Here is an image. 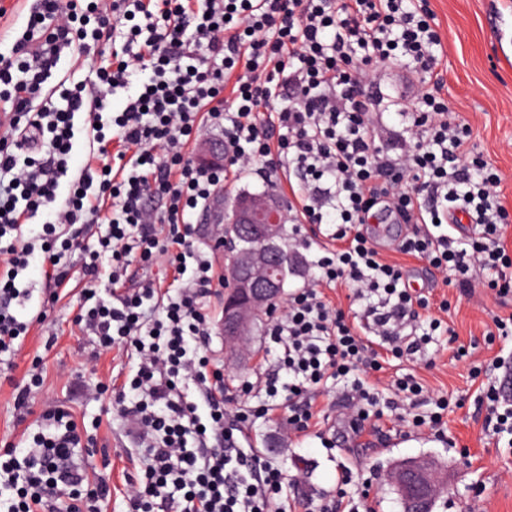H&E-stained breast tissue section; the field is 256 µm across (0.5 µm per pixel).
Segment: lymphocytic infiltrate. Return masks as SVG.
Masks as SVG:
<instances>
[{
    "instance_id": "obj_1",
    "label": "lymphocytic infiltrate",
    "mask_w": 512,
    "mask_h": 512,
    "mask_svg": "<svg viewBox=\"0 0 512 512\" xmlns=\"http://www.w3.org/2000/svg\"><path fill=\"white\" fill-rule=\"evenodd\" d=\"M431 18L425 0H34L0 51V352L29 330L19 310L31 291L16 279L34 258L56 269L52 301L67 291L59 264L73 251L83 276L104 272L115 286L136 261L173 274V291L147 278L116 303L84 286L75 318L101 350L139 359L116 394L143 448L128 512H298L286 474L238 431L284 403L287 432L307 433L314 394L331 380L351 382L341 399L346 444L367 430L381 435L368 421L379 395L365 374L388 356L420 359L442 322L363 232L370 214L424 225L398 251L459 287L478 272L512 294L502 176L475 153L468 124L442 94ZM67 54L89 61L87 72L72 87L46 88ZM398 59L422 85L410 104L394 103L405 128L386 148L370 133L386 109L376 77ZM135 72L140 87L108 116L112 93ZM79 114L89 160L73 173ZM215 131L224 163L207 167L185 147ZM259 166L295 176L291 219L332 245L317 257L313 283L293 289L269 324L277 369L241 383L243 396L262 393L265 404L232 416L208 356L215 275L191 226L225 181ZM460 214L473 225L463 237ZM339 284L359 302V321L325 297ZM80 441L75 422L54 409L32 447L0 448V512H106L108 477L89 481L73 465ZM338 483L310 512H375L351 471Z\"/></svg>"
}]
</instances>
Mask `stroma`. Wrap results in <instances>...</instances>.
<instances>
[{"label": "stroma", "mask_w": 512, "mask_h": 512, "mask_svg": "<svg viewBox=\"0 0 512 512\" xmlns=\"http://www.w3.org/2000/svg\"><path fill=\"white\" fill-rule=\"evenodd\" d=\"M428 6L441 35L443 94L449 107L469 123L479 152L503 173L499 196L512 212V0H428ZM382 252L402 266L412 287L430 293L433 301L451 304L443 316L449 332L429 348L432 366L404 362L383 379L388 385L410 374L427 396L450 399L443 417L448 442H440L428 428L404 423L385 440L367 435L361 447L329 451L312 435L288 439L282 427L288 414L284 407L244 425L243 436L287 474L289 494L302 498L335 489L343 470L357 475L370 468L375 479L369 494L377 512H401L388 480L390 471L400 461L431 457L447 471L449 485L433 512H512V447H497L476 416L480 382L473 377L475 367H489L496 357L512 354V335L486 336L494 315L512 312V297L500 302L483 285L472 295H460L425 261L398 253L389 243ZM78 302L73 294L62 297L44 323H32L19 350L0 353V446H27L41 431V413L47 406L70 408L81 433L75 463L91 477L109 474V512H125L126 478L140 469V442L114 408L112 392L97 393L96 386H121L135 374L138 360L100 352L91 337L81 335L73 323ZM265 333L262 326L252 332L250 364L225 372L228 397L237 398L243 380H256L274 369ZM37 370L43 383L27 413H20L14 384Z\"/></svg>", "instance_id": "1"}]
</instances>
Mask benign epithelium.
<instances>
[{"label": "benign epithelium", "mask_w": 512, "mask_h": 512, "mask_svg": "<svg viewBox=\"0 0 512 512\" xmlns=\"http://www.w3.org/2000/svg\"><path fill=\"white\" fill-rule=\"evenodd\" d=\"M198 158L206 164L223 162L224 142L203 143ZM288 219V203L272 193H242L232 203H224L222 223L216 225L215 235L229 256L225 269L229 295L224 297L221 324L229 347L243 345L259 317L283 305L284 273L295 265V255L286 251L283 242ZM227 224L236 225L240 237L255 241V245L231 251V236L225 234ZM390 482L403 503L402 512H432L436 497L448 488L442 467L427 457L397 464Z\"/></svg>", "instance_id": "1"}]
</instances>
